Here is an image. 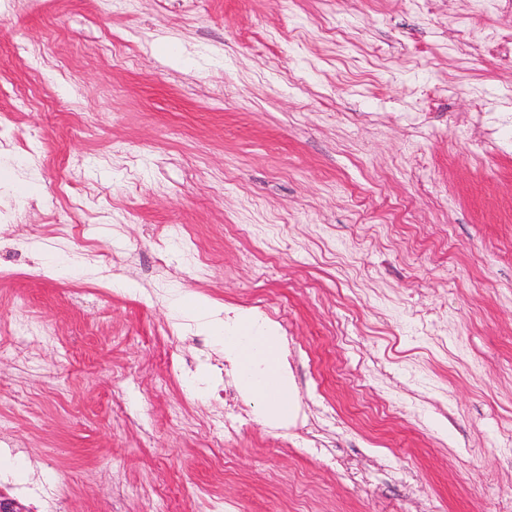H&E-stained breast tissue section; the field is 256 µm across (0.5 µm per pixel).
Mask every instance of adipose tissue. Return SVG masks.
Segmentation results:
<instances>
[{
    "mask_svg": "<svg viewBox=\"0 0 512 512\" xmlns=\"http://www.w3.org/2000/svg\"><path fill=\"white\" fill-rule=\"evenodd\" d=\"M180 305L187 314L199 316L200 332L220 338L224 354L239 365L242 389L261 402L263 420L287 422L292 403L278 330L243 313L225 324L223 307L199 296L183 299Z\"/></svg>",
    "mask_w": 512,
    "mask_h": 512,
    "instance_id": "adipose-tissue-1",
    "label": "adipose tissue"
}]
</instances>
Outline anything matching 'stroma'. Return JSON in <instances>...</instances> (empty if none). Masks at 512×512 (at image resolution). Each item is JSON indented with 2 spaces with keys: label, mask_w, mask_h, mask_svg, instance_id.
<instances>
[{
  "label": "stroma",
  "mask_w": 512,
  "mask_h": 512,
  "mask_svg": "<svg viewBox=\"0 0 512 512\" xmlns=\"http://www.w3.org/2000/svg\"><path fill=\"white\" fill-rule=\"evenodd\" d=\"M511 38L477 0H0V497L512 512ZM190 293L275 323L287 432Z\"/></svg>",
  "instance_id": "1"
}]
</instances>
